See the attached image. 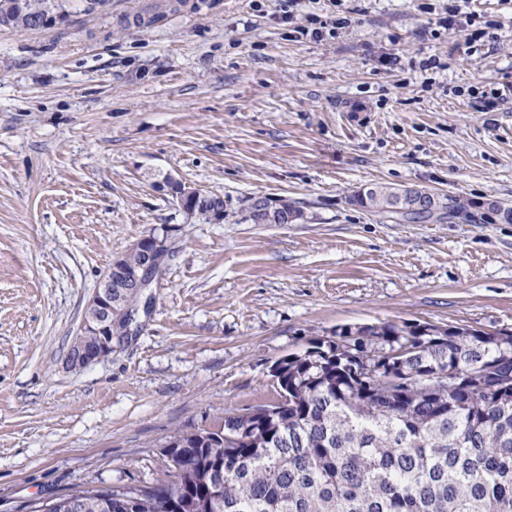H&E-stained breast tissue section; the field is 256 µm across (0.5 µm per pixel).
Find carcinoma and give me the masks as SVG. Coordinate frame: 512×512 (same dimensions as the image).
Masks as SVG:
<instances>
[{
    "instance_id": "carcinoma-1",
    "label": "carcinoma",
    "mask_w": 512,
    "mask_h": 512,
    "mask_svg": "<svg viewBox=\"0 0 512 512\" xmlns=\"http://www.w3.org/2000/svg\"><path fill=\"white\" fill-rule=\"evenodd\" d=\"M76 1L101 4L0 0V29H38ZM352 202L411 224L478 220L461 199L387 184ZM219 204L218 195L186 200L205 222ZM276 212L280 224L304 220L286 198ZM357 342L370 354L363 363L350 359L343 326L311 338L274 362L284 401L273 409L230 413L219 432H173L166 484L71 493L85 512H98L103 495L112 512H512V333L384 321L361 326ZM436 372L451 384H428ZM388 375L405 382L393 388Z\"/></svg>"
}]
</instances>
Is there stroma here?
<instances>
[{
	"label": "stroma",
	"mask_w": 512,
	"mask_h": 512,
	"mask_svg": "<svg viewBox=\"0 0 512 512\" xmlns=\"http://www.w3.org/2000/svg\"><path fill=\"white\" fill-rule=\"evenodd\" d=\"M446 0H111L0 30V512L82 486L169 481L176 429L275 402L273 363L343 325L512 328V224H403L352 204L385 183L512 208V0L480 52L437 29ZM348 12L322 39L309 13ZM396 63H388V56ZM436 57L445 69H421ZM224 199L187 216L164 184ZM305 221H246L248 199ZM164 225L176 252L139 332L67 354L101 275Z\"/></svg>",
	"instance_id": "35a3bbf8"
}]
</instances>
